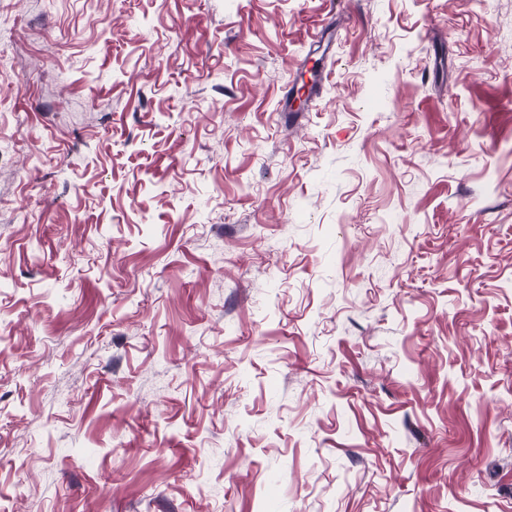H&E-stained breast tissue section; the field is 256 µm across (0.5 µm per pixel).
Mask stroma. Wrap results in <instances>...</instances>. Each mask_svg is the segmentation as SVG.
<instances>
[{
	"mask_svg": "<svg viewBox=\"0 0 512 512\" xmlns=\"http://www.w3.org/2000/svg\"><path fill=\"white\" fill-rule=\"evenodd\" d=\"M0 512H512V0H0Z\"/></svg>",
	"mask_w": 512,
	"mask_h": 512,
	"instance_id": "35a3bbf8",
	"label": "stroma"
}]
</instances>
